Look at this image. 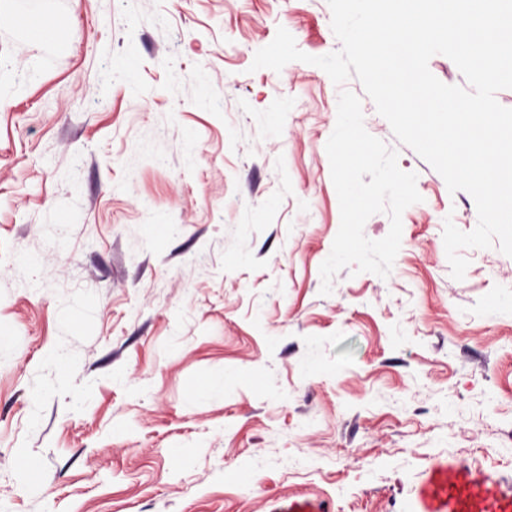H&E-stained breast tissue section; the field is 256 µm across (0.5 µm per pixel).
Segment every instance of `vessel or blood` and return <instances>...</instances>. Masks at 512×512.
I'll use <instances>...</instances> for the list:
<instances>
[{"label":"vessel or blood","instance_id":"vessel-or-blood-1","mask_svg":"<svg viewBox=\"0 0 512 512\" xmlns=\"http://www.w3.org/2000/svg\"><path fill=\"white\" fill-rule=\"evenodd\" d=\"M421 512H512V489L466 466L434 468L419 490ZM272 512H329L322 501L279 498Z\"/></svg>","mask_w":512,"mask_h":512}]
</instances>
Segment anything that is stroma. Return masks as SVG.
Here are the masks:
<instances>
[{"label":"stroma","mask_w":512,"mask_h":512,"mask_svg":"<svg viewBox=\"0 0 512 512\" xmlns=\"http://www.w3.org/2000/svg\"><path fill=\"white\" fill-rule=\"evenodd\" d=\"M327 0H0V512H417L433 468L512 482V257L398 143ZM417 175L387 278L320 266L341 89ZM329 508L323 501L308 499L278 498L273 502L271 512H328Z\"/></svg>","instance_id":"stroma-1"}]
</instances>
